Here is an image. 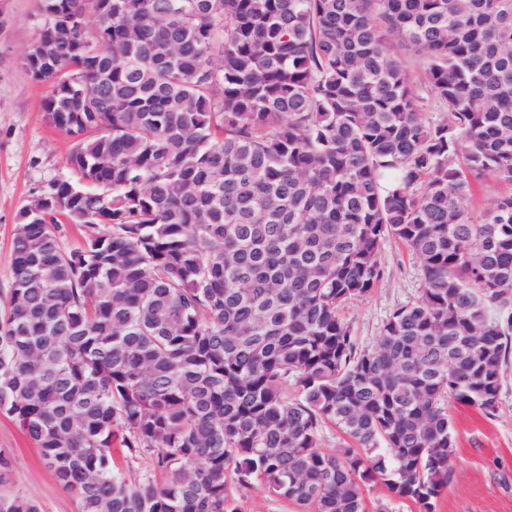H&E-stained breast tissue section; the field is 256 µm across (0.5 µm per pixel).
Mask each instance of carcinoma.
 Here are the masks:
<instances>
[{"mask_svg": "<svg viewBox=\"0 0 512 512\" xmlns=\"http://www.w3.org/2000/svg\"><path fill=\"white\" fill-rule=\"evenodd\" d=\"M40 10L23 66L77 174L43 194L85 236L21 211L0 414L82 512H242L255 483L295 512H433L448 402L494 413L512 357V192L469 209L477 181L512 186V0ZM387 240L423 286L363 350L341 310Z\"/></svg>", "mask_w": 512, "mask_h": 512, "instance_id": "carcinoma-1", "label": "carcinoma"}]
</instances>
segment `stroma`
<instances>
[{"mask_svg": "<svg viewBox=\"0 0 512 512\" xmlns=\"http://www.w3.org/2000/svg\"><path fill=\"white\" fill-rule=\"evenodd\" d=\"M38 6L39 0H0V300L9 287L10 243L20 211L48 183L71 176L67 158L73 141L50 127L41 109L51 87L22 67L44 24ZM380 262L385 274L377 288L342 311L362 349L376 345L388 314L422 286L418 263L397 243L383 244ZM448 411L456 453L452 478L434 512H512V363L503 371L494 414L458 403L449 404ZM0 453L9 461L1 494L29 496L42 512H81L79 500L45 467L38 448L2 415Z\"/></svg>", "mask_w": 512, "mask_h": 512, "instance_id": "obj_1", "label": "stroma"}]
</instances>
